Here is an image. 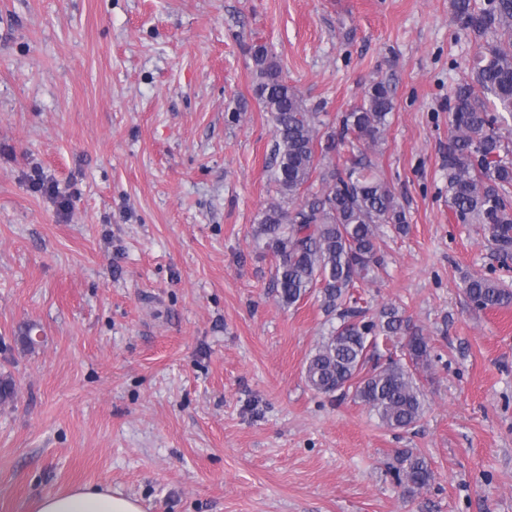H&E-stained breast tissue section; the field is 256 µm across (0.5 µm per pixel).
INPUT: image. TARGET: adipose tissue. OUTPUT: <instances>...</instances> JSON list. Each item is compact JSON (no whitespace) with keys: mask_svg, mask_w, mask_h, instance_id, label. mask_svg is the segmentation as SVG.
<instances>
[{"mask_svg":"<svg viewBox=\"0 0 512 512\" xmlns=\"http://www.w3.org/2000/svg\"><path fill=\"white\" fill-rule=\"evenodd\" d=\"M31 512H144L138 499L100 488L78 487L65 494H46L31 504Z\"/></svg>","mask_w":512,"mask_h":512,"instance_id":"1","label":"adipose tissue"}]
</instances>
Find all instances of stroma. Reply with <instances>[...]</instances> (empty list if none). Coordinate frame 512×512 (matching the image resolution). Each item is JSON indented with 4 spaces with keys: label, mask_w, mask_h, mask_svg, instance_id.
I'll return each instance as SVG.
<instances>
[{
    "label": "stroma",
    "mask_w": 512,
    "mask_h": 512,
    "mask_svg": "<svg viewBox=\"0 0 512 512\" xmlns=\"http://www.w3.org/2000/svg\"><path fill=\"white\" fill-rule=\"evenodd\" d=\"M256 42L328 121L393 91L369 156L409 230L359 294L429 341L413 429L305 381L329 321L279 302L263 247ZM482 43L450 0H0V512L78 486L144 512H512V307L462 292L512 267L455 221L445 162ZM404 448L435 474L412 499Z\"/></svg>",
    "instance_id": "1"
}]
</instances>
